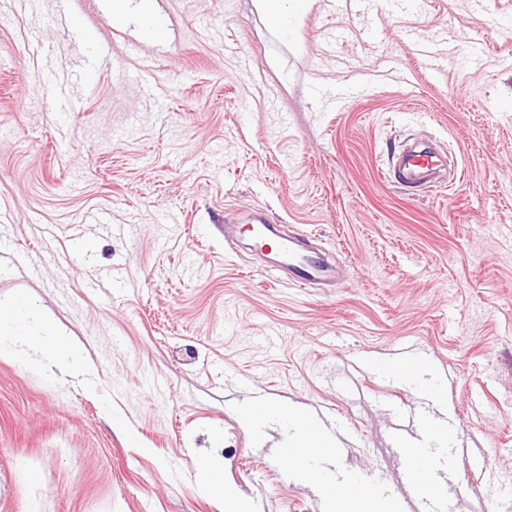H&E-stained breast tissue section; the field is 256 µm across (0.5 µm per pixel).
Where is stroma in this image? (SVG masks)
Returning a JSON list of instances; mask_svg holds the SVG:
<instances>
[{
    "label": "stroma",
    "instance_id": "35a3bbf8",
    "mask_svg": "<svg viewBox=\"0 0 512 512\" xmlns=\"http://www.w3.org/2000/svg\"><path fill=\"white\" fill-rule=\"evenodd\" d=\"M0 0V304L39 303L75 353L0 354V512H326L348 475L407 512L394 438L450 422L485 450L448 512L512 483V0ZM480 31L471 54L467 34ZM151 72L139 76L142 60ZM435 185L387 169L405 141ZM308 236L328 288L224 227ZM429 364L438 393L375 369ZM287 405L336 441L323 484L281 463ZM152 0H138L134 10L139 16L144 32L151 37H160L164 32L161 20L154 14ZM442 162L440 155L432 148L411 147L395 157L391 171L398 184L403 187L429 185ZM201 468L205 474L206 480L203 489L216 493L224 494L229 499L234 498V494L224 485V465L214 460L203 461Z\"/></svg>",
    "mask_w": 512,
    "mask_h": 512
}]
</instances>
